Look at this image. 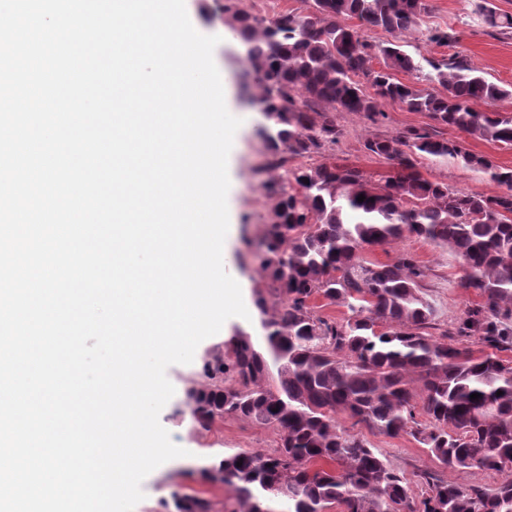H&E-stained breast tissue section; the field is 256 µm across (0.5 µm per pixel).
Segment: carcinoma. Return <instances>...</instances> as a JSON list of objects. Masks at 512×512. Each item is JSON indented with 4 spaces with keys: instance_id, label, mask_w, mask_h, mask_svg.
Listing matches in <instances>:
<instances>
[{
    "instance_id": "1",
    "label": "carcinoma",
    "mask_w": 512,
    "mask_h": 512,
    "mask_svg": "<svg viewBox=\"0 0 512 512\" xmlns=\"http://www.w3.org/2000/svg\"><path fill=\"white\" fill-rule=\"evenodd\" d=\"M427 12V0H312L307 14L272 17L253 13L248 0L221 6L258 87L252 103L269 116L266 165L254 175L285 169L265 183L273 204L258 244L265 282L255 300L263 345L236 331L224 342L231 356L210 354L202 381L186 390L203 429L233 416L280 433L273 454L239 451L213 465L234 495L232 512H280L278 504L285 512H512V361L498 356L512 350V168L418 130L365 141L390 167L381 180L336 164L285 168L288 158L336 141L335 113L372 115L383 101L512 148V113L471 106L512 98V89L456 55L418 59L403 49L400 37ZM478 12L488 27L512 30V14L490 0ZM372 28L393 40L367 41L363 30ZM425 64L428 85L397 78ZM429 157L449 158L500 191L468 193L427 179L418 163ZM410 236L457 257L459 286L479 303L459 318L455 335L478 340L484 351L426 332L435 308L422 295L423 271L412 254L368 259L372 249ZM266 288L281 300L272 313ZM318 297L347 316L318 315ZM474 393L480 397L472 400ZM340 413L380 435L413 437L443 467L508 478L488 489L427 475L418 494L378 449L340 427ZM164 507L212 512L210 500L177 490Z\"/></svg>"
}]
</instances>
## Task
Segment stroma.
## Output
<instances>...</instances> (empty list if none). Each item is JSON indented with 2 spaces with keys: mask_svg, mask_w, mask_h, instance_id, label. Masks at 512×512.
<instances>
[{
  "mask_svg": "<svg viewBox=\"0 0 512 512\" xmlns=\"http://www.w3.org/2000/svg\"><path fill=\"white\" fill-rule=\"evenodd\" d=\"M478 2L429 0L428 13L423 15L417 29L403 35L402 42L414 55L437 59L452 55L464 57L470 65L483 71L489 80L512 87V34L501 35L486 27L476 11ZM185 4L198 32L221 38L214 50V61L228 92L226 106L231 114L242 120L229 169L228 202L232 224L226 237L224 268L242 284L244 302L250 306L254 303L253 290L262 273L247 244L261 236L272 205L260 178L252 173L253 167L263 160L261 117L251 105L249 96L242 92L239 78L242 47L218 17L222 0H185ZM436 28L457 34V42L446 46L429 42L427 33ZM336 127L338 136L335 143L301 159L289 158V165L333 162L379 177L385 175L388 166L384 160L365 151V141L417 129L448 139H463L469 150L490 157L498 166L512 168L511 149L484 140L461 138L458 131L436 124L426 113L411 112L395 103H383L380 113L372 120L359 112L337 113ZM420 171L430 180L466 192L492 194L497 190L495 184L450 161L427 160ZM404 252L413 254L423 269L421 291L436 309L433 336L453 333L458 318L475 301L473 294L458 286L461 275L458 262L447 250L417 237H406L375 248L371 257L388 262ZM214 348L211 342L198 346L191 364L173 365L167 370L175 394L162 409L160 422L170 433L172 441L185 448L187 454L161 465L146 477L142 484L145 497L135 506L134 512H159L161 500L168 498L177 488L211 498L216 512H223L229 492L223 484L208 478L206 467L223 455L238 450L270 454L279 446L278 431L255 422L228 417L207 431L194 425L185 405V392L199 381L203 360ZM367 440L417 490L422 487V473L434 470L443 479L462 486L482 484L493 487L504 479L503 474L496 472L438 467L426 448L409 436L390 438L371 433Z\"/></svg>",
  "mask_w": 512,
  "mask_h": 512,
  "instance_id": "1",
  "label": "stroma"
}]
</instances>
